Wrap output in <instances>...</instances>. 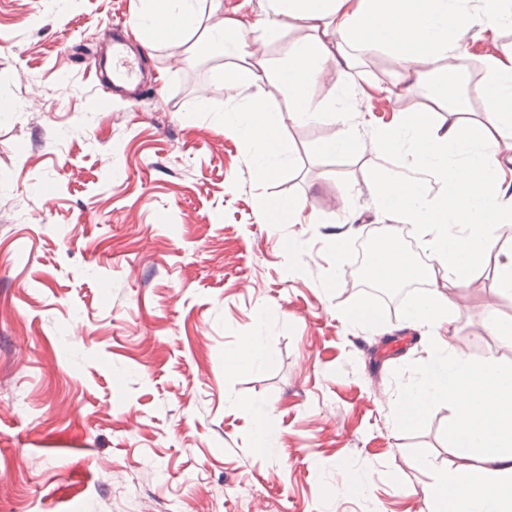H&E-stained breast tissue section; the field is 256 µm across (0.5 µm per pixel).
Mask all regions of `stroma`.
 <instances>
[{"mask_svg":"<svg viewBox=\"0 0 512 512\" xmlns=\"http://www.w3.org/2000/svg\"><path fill=\"white\" fill-rule=\"evenodd\" d=\"M141 0H0V512H120L136 477L149 512H428L434 468L481 472L442 437V405L417 434L393 420L395 369L428 360L430 342L472 359L512 363V343L486 323L512 320V293L487 267L467 286L423 281L452 305L450 328L409 322L349 285L352 248L367 228H396L378 209L371 154L324 152L339 131L324 119L285 126L293 157L260 178L221 131L224 73L204 32L136 42L159 93L114 101L85 69L102 24L136 18ZM512 30L475 24L461 51L478 127L489 56ZM328 63L319 99L361 76L362 128L429 111L448 122L457 88L427 83L398 98L393 54L351 50ZM209 109H195L198 96ZM353 199L344 220L340 195ZM300 203L301 223L263 219L258 200ZM299 242L297 272L284 251ZM360 309L353 326L343 312ZM265 322L261 366L228 369ZM276 439L256 446L257 410ZM368 494L342 493L349 472Z\"/></svg>","mask_w":512,"mask_h":512,"instance_id":"stroma-1","label":"stroma"}]
</instances>
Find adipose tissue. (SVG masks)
Returning <instances> with one entry per match:
<instances>
[{
  "label": "adipose tissue",
  "instance_id": "adipose-tissue-1",
  "mask_svg": "<svg viewBox=\"0 0 512 512\" xmlns=\"http://www.w3.org/2000/svg\"><path fill=\"white\" fill-rule=\"evenodd\" d=\"M204 2L142 0L137 34L178 38L200 29L213 53L232 58L224 76L221 125L241 141L260 178L274 176L291 160L280 140L285 123L314 122L329 113L339 126L329 151L347 153L367 144L379 176L380 209L402 212L419 225L431 254L430 264L421 268L398 252H387L373 261L378 273L396 281L410 276L433 280L442 274L456 288L490 265L501 287L512 288V258L494 250L498 230L512 228V166L498 157L500 139L512 131L511 48L487 63L485 93L492 107L480 127L470 128L457 118L466 101L462 39L477 21L511 29L512 0H264V18L250 28L233 15L213 17ZM297 25L306 29V37L286 42L282 66L269 74L257 45L281 41ZM351 45L388 49L406 78L433 73L437 91L457 85L447 128L436 131L430 113L416 112L396 126L360 134L354 81L314 102L311 86L324 79L329 60L346 58ZM268 80L282 106L250 95V88ZM431 178L447 185L446 196H426L423 185Z\"/></svg>",
  "mask_w": 512,
  "mask_h": 512
}]
</instances>
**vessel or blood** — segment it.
Instances as JSON below:
<instances>
[{"label":"vessel or blood","mask_w":512,"mask_h":512,"mask_svg":"<svg viewBox=\"0 0 512 512\" xmlns=\"http://www.w3.org/2000/svg\"><path fill=\"white\" fill-rule=\"evenodd\" d=\"M127 25L112 28V39L107 50L93 54L92 62L99 83L105 84L113 97L135 99L147 87V78L128 38Z\"/></svg>","instance_id":"vessel-or-blood-1"}]
</instances>
